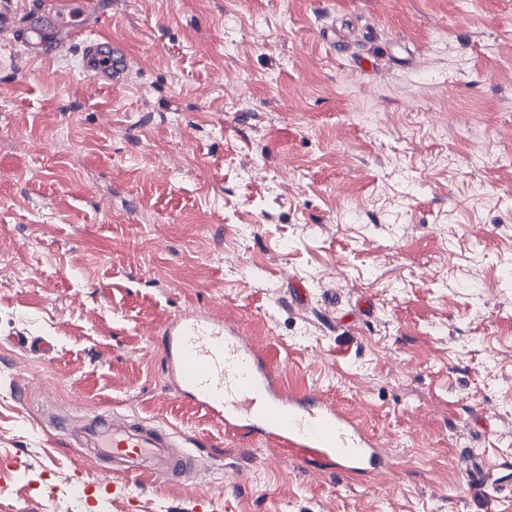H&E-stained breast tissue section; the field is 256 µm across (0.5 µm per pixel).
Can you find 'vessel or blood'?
I'll use <instances>...</instances> for the list:
<instances>
[{"label": "vessel or blood", "mask_w": 512, "mask_h": 512, "mask_svg": "<svg viewBox=\"0 0 512 512\" xmlns=\"http://www.w3.org/2000/svg\"><path fill=\"white\" fill-rule=\"evenodd\" d=\"M105 17L91 0H42L24 24L0 12V36L29 53L84 44L81 67L96 83L116 86L128 69L129 50L118 40L88 38ZM164 368L180 398L222 423L227 433L259 437L289 455L352 475L387 468L388 458L364 424L317 393L288 390L246 334L206 310L179 311L158 331ZM84 457L113 470L150 473L170 482L199 474L191 439L128 415L97 414L70 432Z\"/></svg>", "instance_id": "obj_1"}]
</instances>
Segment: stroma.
I'll return each instance as SVG.
<instances>
[{
	"label": "stroma",
	"instance_id": "stroma-1",
	"mask_svg": "<svg viewBox=\"0 0 512 512\" xmlns=\"http://www.w3.org/2000/svg\"><path fill=\"white\" fill-rule=\"evenodd\" d=\"M94 2L120 86L0 40V512H127L129 489L137 512H512V0ZM330 22L357 33L343 53ZM185 308L240 324L395 467L225 434L152 340ZM112 412L197 439L201 475L113 474L60 432Z\"/></svg>",
	"mask_w": 512,
	"mask_h": 512
}]
</instances>
